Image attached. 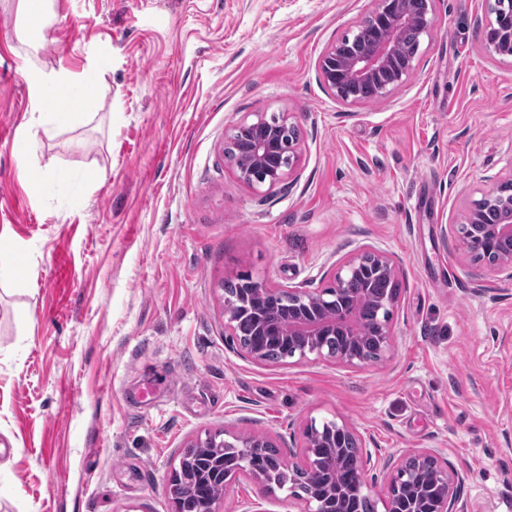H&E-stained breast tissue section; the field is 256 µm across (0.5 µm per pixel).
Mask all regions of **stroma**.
<instances>
[{"label":"stroma","mask_w":512,"mask_h":512,"mask_svg":"<svg viewBox=\"0 0 512 512\" xmlns=\"http://www.w3.org/2000/svg\"><path fill=\"white\" fill-rule=\"evenodd\" d=\"M489 3L434 0L408 81L346 103L319 63L372 0H56L33 55L0 0V266L18 271L0 276V512H175L169 476L199 438L285 451L330 420L386 459L435 450L471 512H512V281L455 232L512 182V58L484 42ZM100 48L95 119L21 163L28 64L78 74ZM282 112L298 177L260 193L222 142ZM359 246L398 265L387 361L242 354L224 280L320 288ZM247 501L304 510L242 477L216 512Z\"/></svg>","instance_id":"obj_1"}]
</instances>
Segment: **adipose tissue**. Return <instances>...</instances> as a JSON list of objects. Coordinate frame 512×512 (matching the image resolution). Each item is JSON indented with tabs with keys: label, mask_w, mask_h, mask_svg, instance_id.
<instances>
[{
	"label": "adipose tissue",
	"mask_w": 512,
	"mask_h": 512,
	"mask_svg": "<svg viewBox=\"0 0 512 512\" xmlns=\"http://www.w3.org/2000/svg\"><path fill=\"white\" fill-rule=\"evenodd\" d=\"M54 0H18V37L28 45H35L42 37L53 14ZM26 80L38 101L37 112L32 113L30 125L35 140L54 139L69 125L85 121L86 104L99 96L101 86L94 70L75 74L64 68L31 66Z\"/></svg>",
	"instance_id": "adipose-tissue-1"
}]
</instances>
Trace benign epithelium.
<instances>
[{"instance_id":"1","label":"benign epithelium","mask_w":512,"mask_h":512,"mask_svg":"<svg viewBox=\"0 0 512 512\" xmlns=\"http://www.w3.org/2000/svg\"><path fill=\"white\" fill-rule=\"evenodd\" d=\"M379 18L387 22L383 35L360 39L350 52L345 51L338 41L322 57L320 76L331 91L369 85L375 89L376 96L384 98L407 80L410 69L397 71L393 69L392 62L401 53L405 30L416 28L422 34L430 32L433 25L432 0H375L368 19L375 21ZM296 129L298 125L287 113L281 114L275 123L264 114L257 113L255 119L240 121L225 134L224 154L239 155L240 165L236 166L239 179L256 190L263 187L272 190L299 168V138L292 134ZM456 233L470 236L473 253L495 254L490 265L512 281V252L495 249L501 241L512 239V211L506 213L498 224H484L480 205L476 204L470 211L468 223L456 225ZM366 270L397 277V265L390 257L363 247L336 268L332 282L321 290L287 289L251 281L241 307L253 304L264 311L253 321L254 335L275 333L288 338L301 359L311 355L317 359L326 358L320 348L322 338L339 330L350 338L354 347L336 357V362L361 367L369 363L355 348L363 332L357 310L362 298L350 295L347 285ZM284 290L295 294L294 302L285 311L280 309L279 303V295ZM239 308L224 304L225 325L231 336L235 334ZM337 433L354 441L359 448L354 493H364L366 472L373 461V453L366 441L346 423L334 422L323 431L310 425L304 432L301 446L303 463L298 466L310 487V493L304 498V512H338L342 509L336 487L327 478L328 472L336 469L340 453L333 454L328 461L320 453V449L328 446ZM267 446L268 441L259 435L239 438L238 451L230 465L224 464L221 443L216 445L205 439L197 442L194 448L211 455L208 477L229 483L246 474L269 490L273 485L270 475L253 464L257 454ZM410 457L414 465L407 475L402 473V466H394L389 460L383 462V468L390 470L385 512H399L404 502L416 508L430 492L435 495V512H469L460 495L463 476L457 469L438 464L432 450L412 452Z\"/></svg>"}]
</instances>
